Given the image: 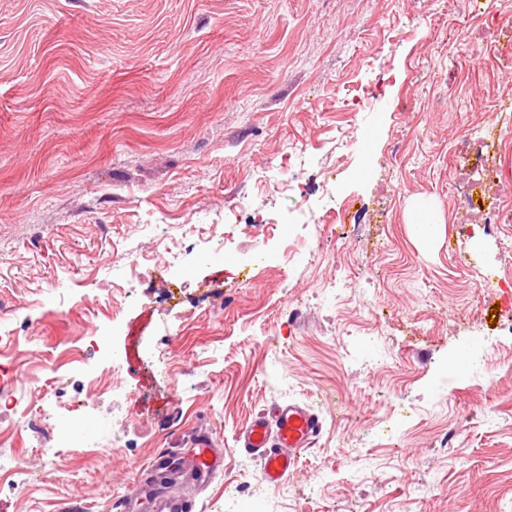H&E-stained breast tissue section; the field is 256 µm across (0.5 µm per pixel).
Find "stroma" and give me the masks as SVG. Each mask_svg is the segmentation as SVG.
<instances>
[{
    "instance_id": "obj_1",
    "label": "stroma",
    "mask_w": 512,
    "mask_h": 512,
    "mask_svg": "<svg viewBox=\"0 0 512 512\" xmlns=\"http://www.w3.org/2000/svg\"><path fill=\"white\" fill-rule=\"evenodd\" d=\"M0 0V368L39 400L62 354L115 331L119 447H73L66 409L0 451L31 473L0 512H113L155 455L206 430L223 472L195 512H512V224L468 239L449 181L482 101L512 100V0ZM435 238L414 230L416 205ZM224 224V262L193 226ZM280 225L269 236L268 223ZM162 271L112 312L145 253ZM173 349L177 379L155 349ZM305 405L322 431L272 489L238 441ZM47 434L49 466L30 443Z\"/></svg>"
}]
</instances>
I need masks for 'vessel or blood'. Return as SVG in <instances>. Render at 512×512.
<instances>
[{
	"label": "vessel or blood",
	"instance_id": "vessel-or-blood-1",
	"mask_svg": "<svg viewBox=\"0 0 512 512\" xmlns=\"http://www.w3.org/2000/svg\"><path fill=\"white\" fill-rule=\"evenodd\" d=\"M321 429L322 422L311 408L288 404L254 415L239 441L248 454L259 459L264 482L276 487L293 472L299 455L314 444ZM191 445L196 462L189 472L190 480L202 484L221 470L224 463L214 452L207 434H195ZM176 463L177 458L171 453H158L150 466L154 480L139 482L137 493L149 502L151 512H194L193 500L167 491L162 485V475L175 470Z\"/></svg>",
	"mask_w": 512,
	"mask_h": 512
}]
</instances>
